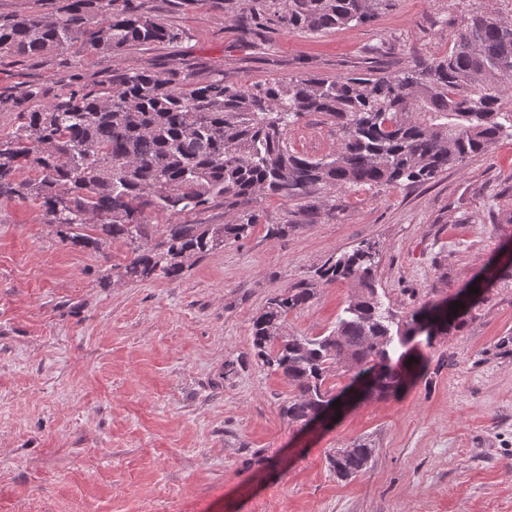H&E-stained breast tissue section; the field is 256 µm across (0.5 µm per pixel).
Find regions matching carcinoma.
Listing matches in <instances>:
<instances>
[{
  "label": "carcinoma",
  "instance_id": "obj_1",
  "mask_svg": "<svg viewBox=\"0 0 512 512\" xmlns=\"http://www.w3.org/2000/svg\"><path fill=\"white\" fill-rule=\"evenodd\" d=\"M114 0H67L59 17L0 20V57H34L55 50L115 55L130 46L172 43L180 33ZM389 0H282L277 15L290 31H320L365 23ZM512 79V22L478 13L457 34L440 61L417 62L388 75L343 80L320 77L251 87L205 85L147 71H117L104 90L73 89L42 101L30 88L0 97V111L17 114L0 133V202L38 206L45 223L75 247L103 252L114 240L131 252L118 277L142 282L178 277L201 258L248 237L259 216L243 212L224 224H192L185 217L217 203L227 210L254 196L285 201L354 185L425 183L512 135V109L502 94ZM318 113L342 131L336 150L321 158L296 152L288 130ZM27 176H20L21 172ZM182 219L155 237L149 215ZM376 245L363 244L328 259L318 270L324 284L353 281L344 316L326 336L285 333L288 314L315 295L300 284L267 299L252 320L255 358L280 372L296 395L283 406L292 423L307 425L341 392L326 385L333 368L351 381L376 372L371 396L400 391L417 361L390 364L373 340L392 339L394 315L376 295ZM439 332L458 328L465 314L424 305L402 323L412 335L428 320ZM373 449L355 444L329 460L349 479L367 467Z\"/></svg>",
  "mask_w": 512,
  "mask_h": 512
}]
</instances>
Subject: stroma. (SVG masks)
Returning <instances> with one entry per match:
<instances>
[{"instance_id": "obj_1", "label": "stroma", "mask_w": 512, "mask_h": 512, "mask_svg": "<svg viewBox=\"0 0 512 512\" xmlns=\"http://www.w3.org/2000/svg\"><path fill=\"white\" fill-rule=\"evenodd\" d=\"M178 28L173 44L108 56L54 51L0 59V93L53 98L107 87L113 72L170 73L247 87L336 79L438 60L473 11L500 0H391L376 19L327 32L256 24L245 0H130ZM341 134L319 114L288 132L322 157ZM303 201L256 196L245 239L175 279L109 276L129 258L61 242L28 202L0 204V512H512V276L483 290L465 325L419 344L429 370L305 429L295 391L253 355L251 319L299 282L315 296L286 331L324 336L354 283L322 284L331 256L379 249L378 297L397 319L451 300L512 246V137L424 184L361 186ZM293 223L271 237V224ZM361 440L368 467L341 481L328 457Z\"/></svg>"}]
</instances>
